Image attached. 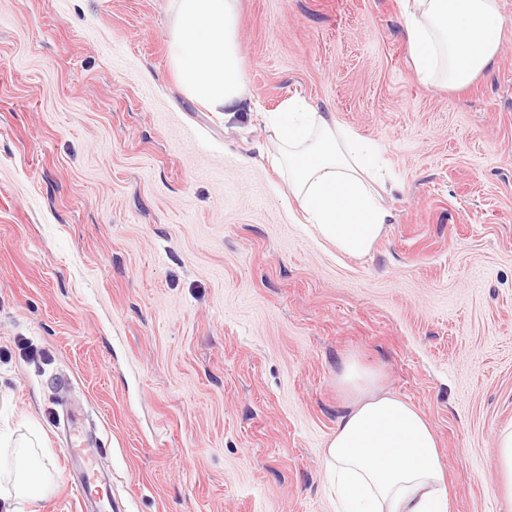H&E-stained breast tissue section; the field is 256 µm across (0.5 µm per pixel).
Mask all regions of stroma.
I'll return each instance as SVG.
<instances>
[{"label": "stroma", "mask_w": 512, "mask_h": 512, "mask_svg": "<svg viewBox=\"0 0 512 512\" xmlns=\"http://www.w3.org/2000/svg\"><path fill=\"white\" fill-rule=\"evenodd\" d=\"M462 90L422 84L402 0H238L246 110L191 102L172 0H0V432L62 479L0 512H90L81 407L128 512H336L350 356L430 421L450 512H512V0ZM298 96L378 145L360 258L305 223L267 122ZM28 350H20L19 341ZM66 423L69 430V442L67 444V455L73 459L83 457L88 470H94L97 465L99 449L89 451L84 441L83 432L79 426L78 419L74 414H67ZM498 445L497 467L502 476V486L506 496L512 498V425L500 431Z\"/></svg>", "instance_id": "stroma-1"}]
</instances>
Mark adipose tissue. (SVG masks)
Here are the masks:
<instances>
[{
	"mask_svg": "<svg viewBox=\"0 0 512 512\" xmlns=\"http://www.w3.org/2000/svg\"><path fill=\"white\" fill-rule=\"evenodd\" d=\"M405 28L423 83L462 87L499 49L495 0H405ZM237 0H174L169 58L192 101L232 116L248 98L237 40ZM288 189L320 238L344 255L367 254L390 214L378 147L331 112L303 98L284 100L271 118ZM337 383L347 402L330 435L324 465L339 512H448L437 437L411 403L384 391L377 371L343 361ZM0 435V499L44 498L52 485L45 462H32Z\"/></svg>",
	"mask_w": 512,
	"mask_h": 512,
	"instance_id": "adipose-tissue-1",
	"label": "adipose tissue"
}]
</instances>
